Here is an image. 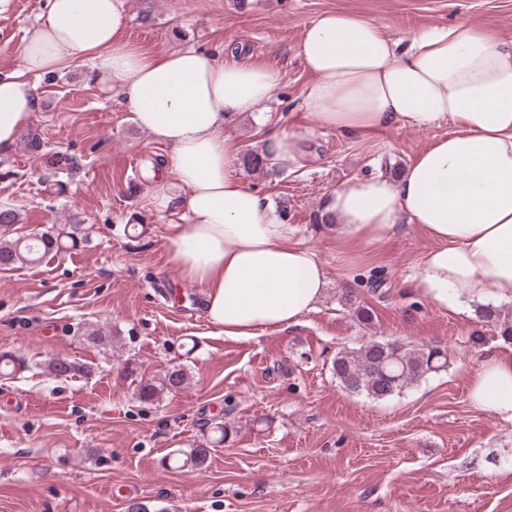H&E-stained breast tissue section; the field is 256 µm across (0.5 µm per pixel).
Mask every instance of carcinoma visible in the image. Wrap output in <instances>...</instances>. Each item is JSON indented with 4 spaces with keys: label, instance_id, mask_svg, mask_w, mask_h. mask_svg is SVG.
I'll return each instance as SVG.
<instances>
[{
    "label": "carcinoma",
    "instance_id": "cac0c4a2",
    "mask_svg": "<svg viewBox=\"0 0 512 512\" xmlns=\"http://www.w3.org/2000/svg\"><path fill=\"white\" fill-rule=\"evenodd\" d=\"M246 171L263 173L268 170L270 157L266 150L249 149L242 156ZM20 223V214L13 208L0 207V267L33 264L62 249V240L75 239L77 225L70 224L36 234L28 238H10L8 232ZM343 303L353 309L357 320L372 324V310L345 294ZM447 365V356L439 348H424L399 340L370 339L354 348H343L331 364L332 374L349 393L365 394L376 400H385L404 392L424 380L430 373L441 371ZM55 377L72 378L88 372V368L64 358L53 359L46 365ZM208 449L194 448L185 458H178L179 467L197 468L207 456Z\"/></svg>",
    "mask_w": 512,
    "mask_h": 512
}]
</instances>
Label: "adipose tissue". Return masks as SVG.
Masks as SVG:
<instances>
[{
  "label": "adipose tissue",
  "instance_id": "adipose-tissue-1",
  "mask_svg": "<svg viewBox=\"0 0 512 512\" xmlns=\"http://www.w3.org/2000/svg\"><path fill=\"white\" fill-rule=\"evenodd\" d=\"M124 29L122 0H48L22 44V70L0 75V152L38 110V78L90 65L96 81L118 86L136 126L171 149L185 222L167 250L184 281L206 288L208 323L230 338L300 325L327 271L291 243L272 202L234 177L239 151L224 131L230 114L266 111L276 74L194 50L147 54ZM298 54L310 75L304 110L322 127L372 138L396 123L454 125L398 176L353 178L324 199L338 244L417 224L435 245L415 280L439 308L512 302V40L460 21L419 29L403 50L372 19L326 12L306 25ZM469 396L512 422V356L484 354Z\"/></svg>",
  "mask_w": 512,
  "mask_h": 512
}]
</instances>
